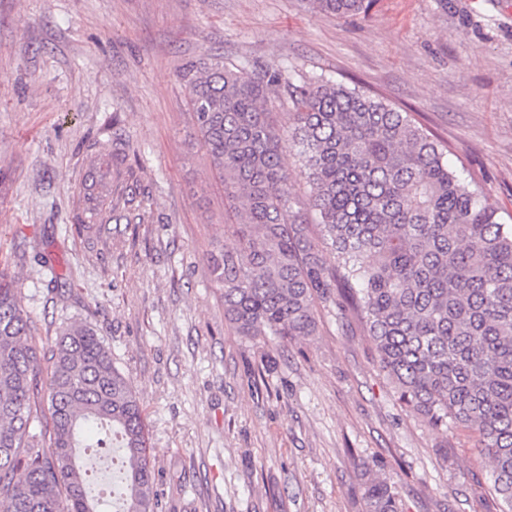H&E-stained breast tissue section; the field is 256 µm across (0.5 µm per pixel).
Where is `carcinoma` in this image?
<instances>
[{"instance_id":"cac0c4a2","label":"carcinoma","mask_w":512,"mask_h":512,"mask_svg":"<svg viewBox=\"0 0 512 512\" xmlns=\"http://www.w3.org/2000/svg\"><path fill=\"white\" fill-rule=\"evenodd\" d=\"M336 16L369 0H311ZM210 167L224 181L235 246L210 253L224 319L239 336H312L317 304H348L365 324L399 401L435 428L463 427L512 512V225L448 167L407 112L323 76L207 58L181 74ZM283 92L311 186L319 236L295 209L283 130L267 103ZM106 177L90 170L76 225L96 223ZM332 260H327L325 251ZM43 374L30 317L0 270V512H157L153 458L138 396L90 324H64ZM49 424L31 432L42 413ZM122 451L107 488L82 452ZM366 512H399L368 474Z\"/></svg>"}]
</instances>
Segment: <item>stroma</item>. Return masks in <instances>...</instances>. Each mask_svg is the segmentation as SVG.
Masks as SVG:
<instances>
[{
  "mask_svg": "<svg viewBox=\"0 0 512 512\" xmlns=\"http://www.w3.org/2000/svg\"><path fill=\"white\" fill-rule=\"evenodd\" d=\"M212 55L288 64L413 113L512 224V0H0V269L38 346L89 322L142 404L159 512H501L468 430L402 407L351 309L246 339L206 254L235 244L180 75ZM101 227L73 234L87 172ZM313 8L336 16H347L360 13L369 6L367 0H311ZM364 500L366 512H399L398 498L391 486L371 473L365 482Z\"/></svg>",
  "mask_w": 512,
  "mask_h": 512,
  "instance_id": "stroma-1",
  "label": "stroma"
}]
</instances>
